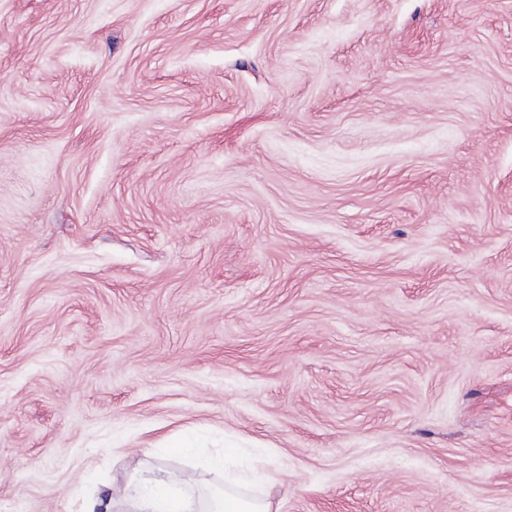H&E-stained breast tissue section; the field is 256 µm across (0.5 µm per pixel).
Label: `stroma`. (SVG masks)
I'll return each mask as SVG.
<instances>
[{
	"instance_id": "1",
	"label": "stroma",
	"mask_w": 512,
	"mask_h": 512,
	"mask_svg": "<svg viewBox=\"0 0 512 512\" xmlns=\"http://www.w3.org/2000/svg\"><path fill=\"white\" fill-rule=\"evenodd\" d=\"M227 447L512 512V0H0V512Z\"/></svg>"
}]
</instances>
